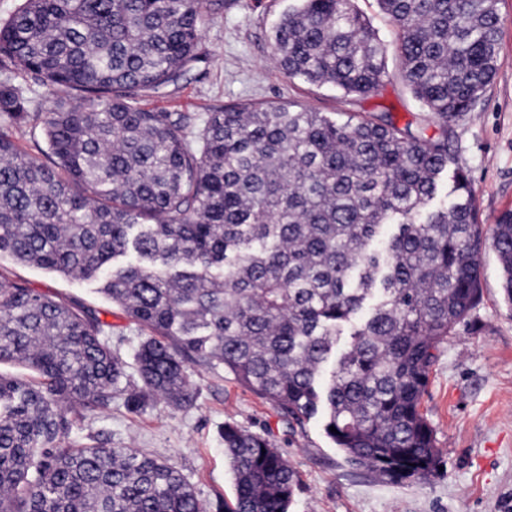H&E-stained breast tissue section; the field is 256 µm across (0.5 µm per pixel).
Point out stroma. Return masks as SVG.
Masks as SVG:
<instances>
[{
	"mask_svg": "<svg viewBox=\"0 0 512 512\" xmlns=\"http://www.w3.org/2000/svg\"><path fill=\"white\" fill-rule=\"evenodd\" d=\"M294 0H221L202 33L201 60L179 89L144 98L143 108L206 113L234 103L295 102L318 112H376L389 108L406 122L420 106L388 53L389 79L366 98L342 97L328 86L286 76L274 59L273 30ZM498 70L474 112L452 124L449 148L468 173L479 220L492 229L512 209V0H499ZM478 304L441 345L421 409L441 450L442 471L424 482L392 484L349 465L319 419L292 427L278 409L223 370L195 367L192 406L164 400L129 411L123 401L74 420L69 438L99 437L169 460L194 485L208 512H224L234 493L222 430L233 422L270 434L297 471L300 489L289 512H512V306L491 243L480 257ZM0 272L58 299L77 298L110 324V341L132 361L145 333L98 293L96 283L0 258Z\"/></svg>",
	"mask_w": 512,
	"mask_h": 512,
	"instance_id": "35a3bbf8",
	"label": "stroma"
}]
</instances>
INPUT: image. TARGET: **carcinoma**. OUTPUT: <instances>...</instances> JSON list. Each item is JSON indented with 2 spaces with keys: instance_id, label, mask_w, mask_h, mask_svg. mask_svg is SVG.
Returning <instances> with one entry per match:
<instances>
[{
  "instance_id": "carcinoma-1",
  "label": "carcinoma",
  "mask_w": 512,
  "mask_h": 512,
  "mask_svg": "<svg viewBox=\"0 0 512 512\" xmlns=\"http://www.w3.org/2000/svg\"><path fill=\"white\" fill-rule=\"evenodd\" d=\"M399 75L430 124L391 113L240 104L138 106L200 57L214 0H24L0 26V118L41 120L36 156L0 130V257L86 281L148 336L134 371L79 302L0 274V512H207L163 457L68 441L118 398L194 400L221 368L293 424L319 417L352 465L427 480L440 464L421 399L440 346L476 306L484 228L448 126L498 69V0H378ZM290 78L344 97L389 78L354 0H297L273 34ZM74 102L31 112L8 72ZM492 246L512 305V210ZM336 427L331 432L330 427ZM226 512H288L299 478L267 434L224 423Z\"/></svg>"
}]
</instances>
